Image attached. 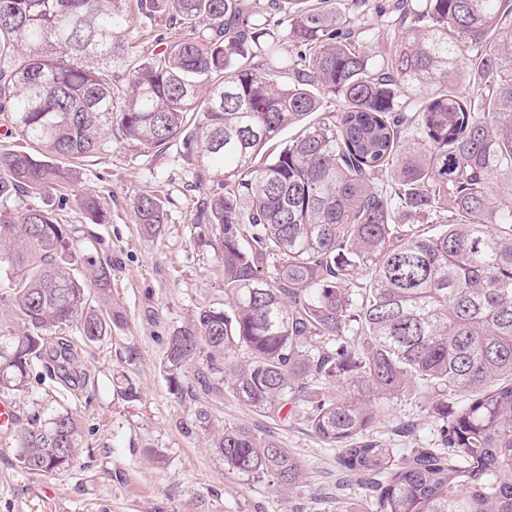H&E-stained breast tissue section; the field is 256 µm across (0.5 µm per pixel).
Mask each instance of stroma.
<instances>
[{
  "label": "stroma",
  "instance_id": "obj_1",
  "mask_svg": "<svg viewBox=\"0 0 512 512\" xmlns=\"http://www.w3.org/2000/svg\"><path fill=\"white\" fill-rule=\"evenodd\" d=\"M190 182L176 142L148 153L115 142L80 171L76 191L104 197L108 218L94 224L67 211L69 233L78 253L111 257V289L94 299L119 305L127 324L95 345L71 334L86 374L79 383L34 376L24 393L5 394L17 424L66 409L78 416L83 438L68 471L34 477L19 464L15 430L0 432V512H336V455L302 421L262 416L228 389L196 386L192 374V392L169 391L161 369L169 336L200 309L224 304L221 256L206 244L208 225L194 221ZM145 193L166 200L157 235L144 232L134 215L133 201ZM129 385L138 398L124 397ZM434 403L424 388L378 399L374 436L392 448L437 446ZM228 421L278 436L301 461L303 481L280 489L229 470L212 446L215 428Z\"/></svg>",
  "mask_w": 512,
  "mask_h": 512
}]
</instances>
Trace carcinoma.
Here are the masks:
<instances>
[{
	"instance_id": "obj_1",
	"label": "carcinoma",
	"mask_w": 512,
	"mask_h": 512,
	"mask_svg": "<svg viewBox=\"0 0 512 512\" xmlns=\"http://www.w3.org/2000/svg\"><path fill=\"white\" fill-rule=\"evenodd\" d=\"M125 2L0 0V118L23 141L0 153V302L24 326L0 324V390H24L47 357L78 379L63 334L92 344L125 324L120 307L89 303L86 284L111 288V258L79 272L59 217L105 218L100 198L73 193L78 167L114 129L142 152L179 140L224 307L169 337L170 392L206 358L243 405L304 422L338 453L339 489L369 482L375 512H512V233L496 229L512 224V185L491 186L512 177V0H352L393 15L382 60L331 0H137L135 14ZM138 20L154 32L142 51L129 42ZM324 97L338 109L310 121ZM20 194L46 202L15 212L5 202ZM134 209L160 231V197ZM450 209L438 234L413 223ZM421 385L441 447L374 438L371 397ZM81 443L72 412L35 414L18 461L66 471ZM214 448L248 482L304 476L280 440L244 424H224Z\"/></svg>"
}]
</instances>
